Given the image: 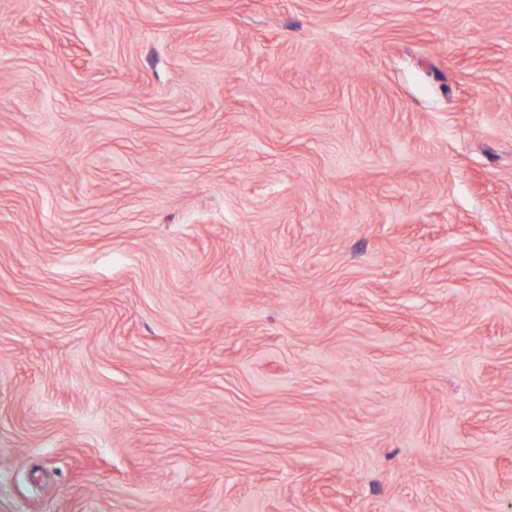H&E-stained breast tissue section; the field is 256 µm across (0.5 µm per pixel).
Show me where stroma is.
<instances>
[{
  "mask_svg": "<svg viewBox=\"0 0 512 512\" xmlns=\"http://www.w3.org/2000/svg\"><path fill=\"white\" fill-rule=\"evenodd\" d=\"M512 512V0H0V512Z\"/></svg>",
  "mask_w": 512,
  "mask_h": 512,
  "instance_id": "35a3bbf8",
  "label": "stroma"
}]
</instances>
